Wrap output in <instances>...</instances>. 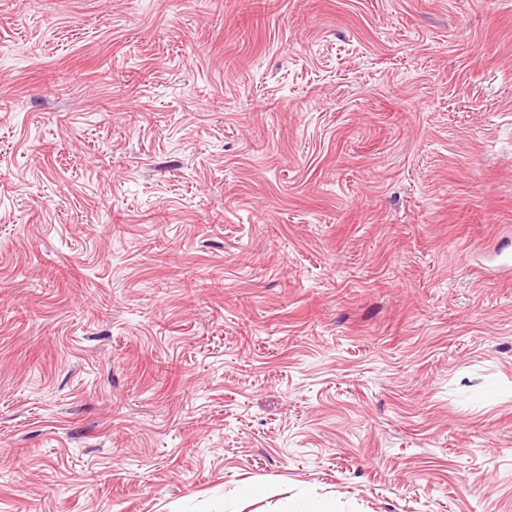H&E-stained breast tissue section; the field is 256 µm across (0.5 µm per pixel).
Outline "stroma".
<instances>
[{"mask_svg": "<svg viewBox=\"0 0 512 512\" xmlns=\"http://www.w3.org/2000/svg\"><path fill=\"white\" fill-rule=\"evenodd\" d=\"M512 0H0V512H512Z\"/></svg>", "mask_w": 512, "mask_h": 512, "instance_id": "stroma-1", "label": "stroma"}]
</instances>
